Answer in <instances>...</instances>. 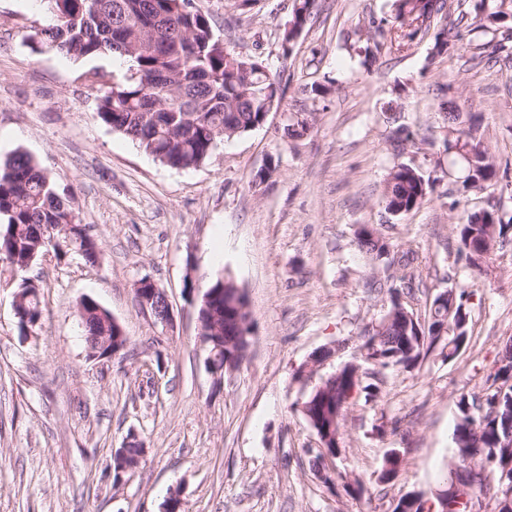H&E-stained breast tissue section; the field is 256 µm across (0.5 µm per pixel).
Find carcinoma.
<instances>
[{"label": "carcinoma", "mask_w": 512, "mask_h": 512, "mask_svg": "<svg viewBox=\"0 0 512 512\" xmlns=\"http://www.w3.org/2000/svg\"><path fill=\"white\" fill-rule=\"evenodd\" d=\"M54 22L34 35L41 46L66 57L85 58L106 52L131 62L129 81L112 87L100 99L96 117L113 131L134 141L162 164L177 170L197 167L209 158L217 143L264 124L270 106L281 97L279 83L263 62L235 55L215 36L208 17L192 7V0H49ZM317 0H292L288 39L307 23ZM447 0H393V16L383 18L374 34L399 47L419 34L438 29L433 57L446 53L459 32L444 23ZM473 23L502 31L496 52L512 40V0H474ZM461 113H448L447 150L461 165L462 188L483 190L499 180L498 170L473 127H460ZM316 128L314 113H297L282 128V138L303 139ZM437 180L416 167L399 162L388 174L383 203L395 216L418 207L435 189ZM512 216L500 209L470 212L458 225L461 249L479 268L490 258L509 229ZM359 249L373 260L389 255V244L369 225L356 232ZM52 252L57 260L71 253L91 266L99 263L101 249L82 224L72 197L59 193L54 178L28 152L17 149L0 160V257L11 270L27 271L41 255ZM20 303L15 316L21 333L36 332L42 319L37 287L28 279L15 283ZM455 307L432 305L419 317L390 292L384 318L355 346L357 364L410 369L428 351L440 348L446 357L461 349L454 324L468 312L464 293L454 295ZM88 353L112 350L119 328L112 315L95 299L78 304ZM197 314L203 321L206 354L224 366V342L237 347L249 330L250 313L244 293L230 277L210 280ZM497 386L480 397L463 395L453 438L466 443L457 453L456 466L472 463L470 449L506 458L496 447L497 434L512 421V340L507 342L490 375ZM377 394L354 370L341 368L320 379L309 390L300 412L319 439L342 436L346 414L356 395Z\"/></svg>", "instance_id": "obj_1"}]
</instances>
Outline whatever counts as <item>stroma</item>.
<instances>
[{
  "instance_id": "stroma-1",
  "label": "stroma",
  "mask_w": 512,
  "mask_h": 512,
  "mask_svg": "<svg viewBox=\"0 0 512 512\" xmlns=\"http://www.w3.org/2000/svg\"><path fill=\"white\" fill-rule=\"evenodd\" d=\"M227 50L262 59L283 90L266 122L219 143L201 165L169 168L96 118L108 87L130 77L113 54L81 59L35 49L49 24L41 0H0V158L24 149L74 196L99 241L101 261L39 258L42 320L25 336L14 315L12 274L0 259V512H160L180 489L181 512H391L395 499L435 500L454 478V427L461 395L480 396L512 339V230L484 269L459 250L467 213L512 200L462 190L446 150L442 102L473 121L498 170L512 177V46L491 53L489 34L461 28L442 57L433 34L363 67L355 51L391 0H318L290 49L282 37L291 0H194ZM104 83L88 81L92 71ZM331 84L330 94L310 93ZM398 101L395 112L384 102ZM297 112L316 130L287 141ZM414 134L403 160L441 183L418 209L395 216L382 203L399 125ZM274 166L264 182L260 169ZM376 227L392 263L372 262L355 231ZM422 281L405 297L425 314L447 287L467 294L468 339L451 359L432 352L414 368L380 370L375 398L348 411L337 482L358 480L352 499L313 471L320 441L302 417L296 371L312 353L377 325L399 287L398 257ZM234 279L251 314L247 358L232 376L205 368L197 308L204 280ZM166 292L165 325L135 297L139 280ZM90 296L122 326L124 355L87 356L77 303ZM145 452L125 482L112 460L129 435ZM401 470L378 474L387 453Z\"/></svg>"
}]
</instances>
